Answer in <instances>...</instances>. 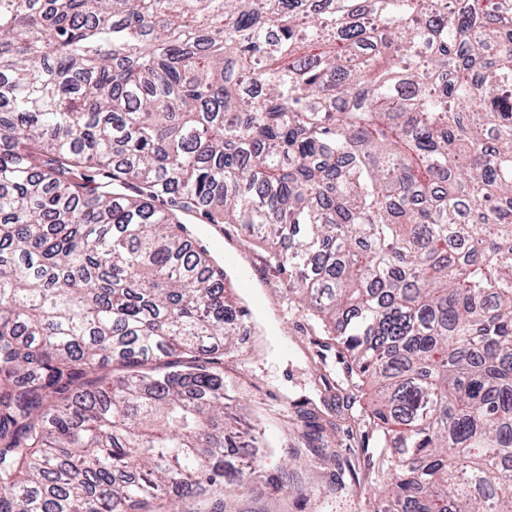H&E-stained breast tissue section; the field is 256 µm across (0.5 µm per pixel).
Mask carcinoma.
Listing matches in <instances>:
<instances>
[{"instance_id": "1", "label": "carcinoma", "mask_w": 512, "mask_h": 512, "mask_svg": "<svg viewBox=\"0 0 512 512\" xmlns=\"http://www.w3.org/2000/svg\"><path fill=\"white\" fill-rule=\"evenodd\" d=\"M186 213L373 387L371 512H512V0H0V512H234Z\"/></svg>"}]
</instances>
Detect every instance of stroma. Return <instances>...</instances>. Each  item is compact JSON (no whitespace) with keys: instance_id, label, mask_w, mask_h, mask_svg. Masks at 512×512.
I'll use <instances>...</instances> for the list:
<instances>
[{"instance_id":"stroma-1","label":"stroma","mask_w":512,"mask_h":512,"mask_svg":"<svg viewBox=\"0 0 512 512\" xmlns=\"http://www.w3.org/2000/svg\"><path fill=\"white\" fill-rule=\"evenodd\" d=\"M214 247L233 254L237 270L253 278V293L242 296V304L251 305L256 295L263 300L251 314L253 333L237 354L224 359L225 375L238 386L241 432L259 421L269 442L259 451V473L251 476L236 502L238 512H366L374 492L377 453L357 434L324 433L330 454L315 458L304 471L311 487L306 496L275 491L266 482V475L279 472L298 447V436L283 415L287 399L310 398L319 417L338 423L354 395L344 383L338 345L321 336L305 317L289 311L283 278L267 265L264 250L230 224ZM340 461L350 465L352 475L349 492L338 494L332 486Z\"/></svg>"}]
</instances>
